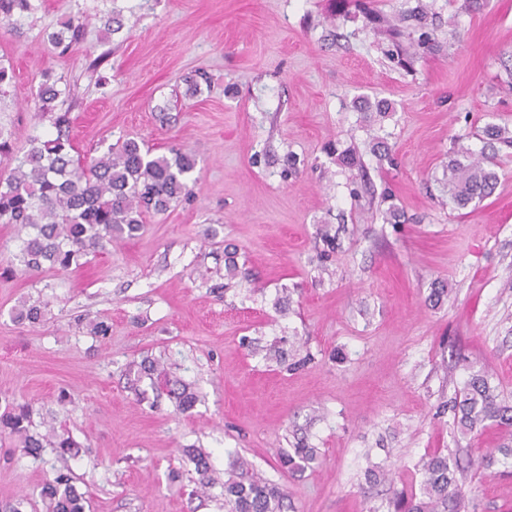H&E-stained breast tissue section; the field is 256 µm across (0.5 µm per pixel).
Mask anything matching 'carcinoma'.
<instances>
[{
    "label": "carcinoma",
    "instance_id": "obj_1",
    "mask_svg": "<svg viewBox=\"0 0 512 512\" xmlns=\"http://www.w3.org/2000/svg\"><path fill=\"white\" fill-rule=\"evenodd\" d=\"M34 10L32 0H0V21L13 27ZM430 5L418 3L410 16L419 33L417 46L428 43ZM85 23L70 17L63 30L51 34L59 47L82 34ZM62 91L44 82L38 91L41 115L55 109ZM56 136L33 137L18 155L12 133L0 127V160L11 165L9 175H0V224H10L21 240L18 265L25 272L45 268L68 270L79 266L87 254L137 235L145 218L167 212L189 198V183L196 158L181 149L171 157L154 156L144 143L127 137L108 147L107 152L89 161L72 155L68 113L53 118ZM492 158L474 155L460 145L448 160V200L460 207L491 194L496 184L489 168ZM43 316L38 301H25L16 310L17 321L37 324ZM169 398L186 411L194 406L197 394L187 384L167 388ZM454 422L464 436H472L492 421L503 434L496 448L471 449L472 465L493 472L496 465L512 460V406L498 401L495 388L484 372L471 374L452 404ZM33 409L28 403L4 400L0 406V438L8 436L17 447L33 457L45 448L56 450L61 466L54 479L46 481L39 496L44 512H86V498L72 483L70 459L79 455L80 445L61 434L55 418L42 421L45 431L32 433ZM198 474V487L210 484L211 466L207 456L194 448L186 450ZM316 460V452L302 442L282 453L281 466L303 469ZM423 479L420 493L405 489L394 492L393 512H461L470 491L467 472L449 454L436 451L421 461ZM286 495L275 484L258 475L243 459L229 461L224 480V512H286Z\"/></svg>",
    "mask_w": 512,
    "mask_h": 512
}]
</instances>
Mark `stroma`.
Segmentation results:
<instances>
[{"mask_svg":"<svg viewBox=\"0 0 512 512\" xmlns=\"http://www.w3.org/2000/svg\"><path fill=\"white\" fill-rule=\"evenodd\" d=\"M418 1L35 0L19 29L0 23L13 70L0 125L17 150L55 132L34 98L50 79L71 92L81 156L135 137L197 159L189 201L78 269L8 273L19 242L0 224V397L53 412L80 444L86 512H224L232 454L288 512H390L421 458L466 447L450 403L471 373L487 370L512 405V148L484 135L512 129V0H426L435 45L408 73L381 27ZM113 12L123 28L109 35ZM74 15L83 36L60 51L48 36ZM364 99L387 101L386 117L357 111ZM376 136L392 163L369 154ZM457 139L495 153L493 193L464 208L446 187ZM347 149L365 173L339 165ZM290 152L300 164L285 179ZM385 192L400 223L367 204ZM24 300L44 303L39 324L15 321ZM90 318L109 335H90ZM273 345L298 366L271 360ZM146 357L197 392L191 411L130 374ZM300 439L316 461L282 469ZM189 448L210 457L209 493ZM57 467L52 449L0 440V503L35 512ZM471 488L464 512H512V462Z\"/></svg>","mask_w":512,"mask_h":512,"instance_id":"1","label":"stroma"}]
</instances>
